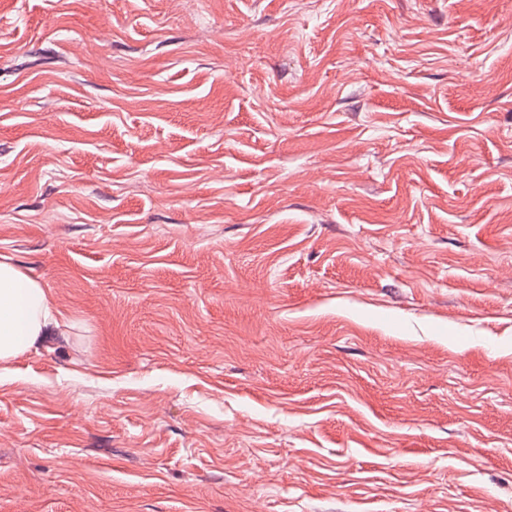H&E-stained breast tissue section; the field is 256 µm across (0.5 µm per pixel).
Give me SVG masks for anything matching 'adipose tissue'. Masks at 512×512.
I'll return each instance as SVG.
<instances>
[{"instance_id": "1", "label": "adipose tissue", "mask_w": 512, "mask_h": 512, "mask_svg": "<svg viewBox=\"0 0 512 512\" xmlns=\"http://www.w3.org/2000/svg\"><path fill=\"white\" fill-rule=\"evenodd\" d=\"M64 322L42 283L9 261H0V364L32 349Z\"/></svg>"}]
</instances>
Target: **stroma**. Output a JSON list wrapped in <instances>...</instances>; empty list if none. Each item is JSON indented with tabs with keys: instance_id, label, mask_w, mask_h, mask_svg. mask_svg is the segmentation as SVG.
Listing matches in <instances>:
<instances>
[{
	"instance_id": "35a3bbf8",
	"label": "stroma",
	"mask_w": 512,
	"mask_h": 512,
	"mask_svg": "<svg viewBox=\"0 0 512 512\" xmlns=\"http://www.w3.org/2000/svg\"><path fill=\"white\" fill-rule=\"evenodd\" d=\"M0 512H512V0H0ZM42 283L7 260L0 261V364L32 349L64 323Z\"/></svg>"
}]
</instances>
